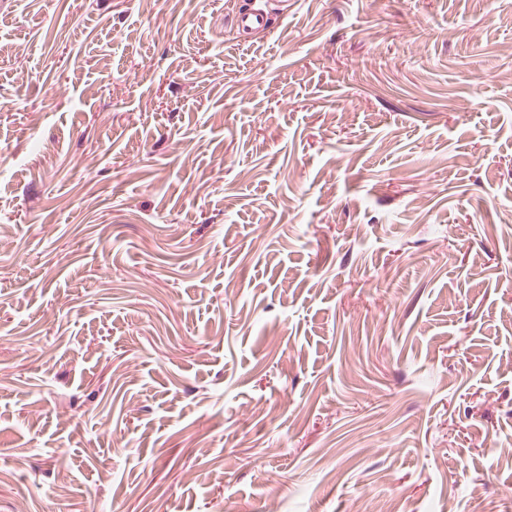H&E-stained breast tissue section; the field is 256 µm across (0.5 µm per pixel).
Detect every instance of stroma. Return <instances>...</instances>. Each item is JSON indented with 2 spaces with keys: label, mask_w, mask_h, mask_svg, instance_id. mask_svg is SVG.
Instances as JSON below:
<instances>
[{
  "label": "stroma",
  "mask_w": 512,
  "mask_h": 512,
  "mask_svg": "<svg viewBox=\"0 0 512 512\" xmlns=\"http://www.w3.org/2000/svg\"><path fill=\"white\" fill-rule=\"evenodd\" d=\"M0 0V512H512V0Z\"/></svg>",
  "instance_id": "obj_1"
}]
</instances>
